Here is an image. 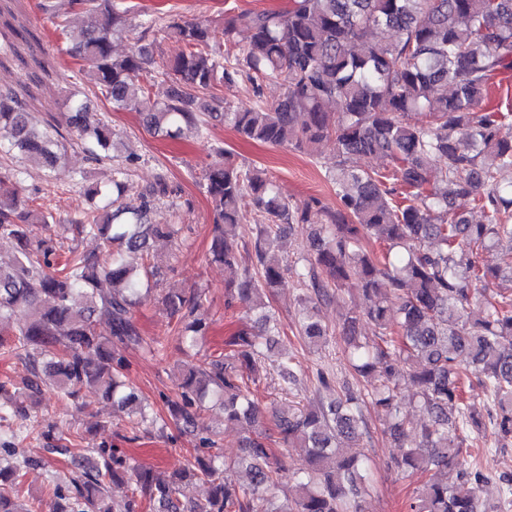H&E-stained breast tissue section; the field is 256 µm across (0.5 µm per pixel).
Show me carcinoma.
Instances as JSON below:
<instances>
[{"instance_id": "1", "label": "carcinoma", "mask_w": 512, "mask_h": 512, "mask_svg": "<svg viewBox=\"0 0 512 512\" xmlns=\"http://www.w3.org/2000/svg\"><path fill=\"white\" fill-rule=\"evenodd\" d=\"M79 31L59 19L54 0H41L43 18L63 39L60 51L81 62L80 73L118 109L140 111L150 81L156 36L183 44L174 59L154 70L177 87L145 113L148 128L169 137L185 129L209 134L204 117L223 101L203 95L217 83L284 77L285 90L272 104L224 113L243 138L292 148L318 157L332 140L336 153L327 167L336 207L312 198L284 200L267 172L241 167L225 152L205 170L214 210L211 260L224 265L227 302L258 310L257 330L240 329L224 339V353L203 362H185L178 372L180 399L169 413L183 432L196 434V418L215 396L224 420L256 425L237 462L210 437L206 448L186 459L166 480L131 466L113 448H81L83 437L58 427L43 437L60 443L80 469L66 486L53 488L49 512H363L367 456L348 446L363 436V407L371 403L389 421L401 448L397 469L423 477L406 512H502L512 502V474L500 477L501 497L479 495L485 475L460 461L463 449L451 440L494 428L498 442L512 441V287L489 292L492 280L508 274L512 250V139L500 136L509 114L487 106L491 81L512 69V0H288L278 11L242 10L224 20V42L238 48L219 55L210 48L207 24L174 14L146 13L134 46L112 53L129 8L124 0H72ZM21 57L20 43L0 33V62ZM336 105V111L327 109ZM14 88L0 89V160L41 163L49 178L66 151L65 138L51 119L39 121L25 109ZM419 113L423 121H408ZM65 122L92 161L109 156L112 129L86 100L69 105ZM379 156L389 172L359 169L352 160ZM126 170L114 169L112 187L92 195L103 206L82 208L68 219L77 235L117 245L102 261L76 249L62 250L50 238L33 241L35 224H54L48 212L20 204L21 170L0 164V236L14 240L16 255L0 265V323L25 315L14 337H0V349L25 361L29 377L15 390L33 399L48 387L77 399L95 388L127 410L131 429L149 422L135 387L124 374L122 346L155 355L162 341L142 336L134 309L152 290L154 266H135L127 256L149 253L154 238H171L173 224H150L148 214L169 193L162 176L149 194H128ZM248 194L261 223L251 263L234 248L239 236L238 203ZM472 205L480 213L470 219ZM308 233L312 253L288 264L270 249V238L285 225ZM287 273L304 289L300 333L320 347L329 330L316 318V303L356 281L370 305L341 317L349 363L364 379L316 410L290 408L275 414L284 446L306 449L298 469L295 497L276 494L282 467L268 448L270 434L258 420L261 358L280 335L279 318L264 301L265 291ZM163 304L183 323L180 336L194 348L204 340L202 293H168ZM374 327L379 342L360 340V325ZM477 380L492 405H477L464 386ZM405 380L417 387L423 418L414 422L400 407ZM42 461L0 448V512H38L23 502L26 468ZM456 471L448 484L439 471ZM209 486L208 493L181 505L184 481ZM134 484L131 495L112 499L116 482Z\"/></svg>"}]
</instances>
